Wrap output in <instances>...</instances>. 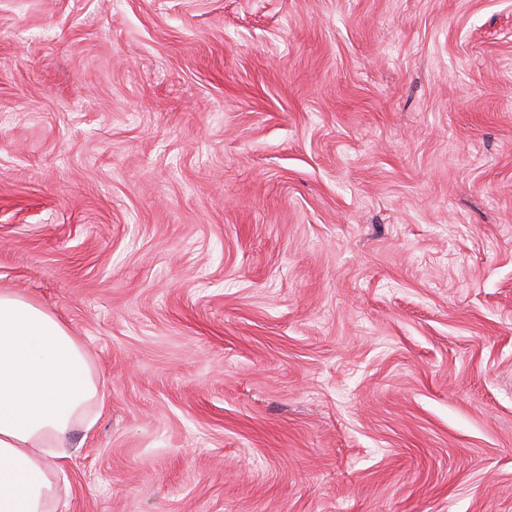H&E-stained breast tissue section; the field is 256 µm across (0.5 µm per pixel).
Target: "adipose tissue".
Wrapping results in <instances>:
<instances>
[{"mask_svg": "<svg viewBox=\"0 0 512 512\" xmlns=\"http://www.w3.org/2000/svg\"><path fill=\"white\" fill-rule=\"evenodd\" d=\"M103 404L87 351L67 327L0 291V512H46L71 431Z\"/></svg>", "mask_w": 512, "mask_h": 512, "instance_id": "ef3b65f1", "label": "adipose tissue"}]
</instances>
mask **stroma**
I'll list each match as a JSON object with an SVG mask.
<instances>
[{"instance_id":"35a3bbf8","label":"stroma","mask_w":512,"mask_h":512,"mask_svg":"<svg viewBox=\"0 0 512 512\" xmlns=\"http://www.w3.org/2000/svg\"><path fill=\"white\" fill-rule=\"evenodd\" d=\"M0 290L55 512H512V0H0ZM103 405L87 351L67 327L0 291V512L47 511L71 431Z\"/></svg>"}]
</instances>
